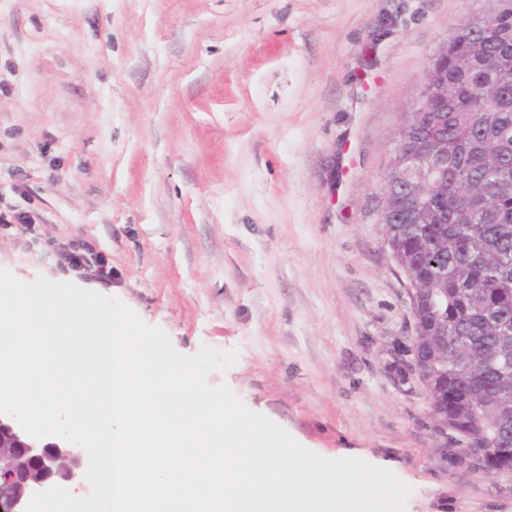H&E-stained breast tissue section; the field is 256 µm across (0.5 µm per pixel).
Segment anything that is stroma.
<instances>
[{
    "label": "stroma",
    "mask_w": 512,
    "mask_h": 512,
    "mask_svg": "<svg viewBox=\"0 0 512 512\" xmlns=\"http://www.w3.org/2000/svg\"><path fill=\"white\" fill-rule=\"evenodd\" d=\"M476 0H0V269L74 281L70 241L176 351L332 457L387 461L406 512H512L452 461L391 353L414 320L377 188L430 57ZM58 264L76 275L88 272L102 285L112 284V264L110 259L97 251L85 240L72 241L58 254Z\"/></svg>",
    "instance_id": "stroma-1"
}]
</instances>
